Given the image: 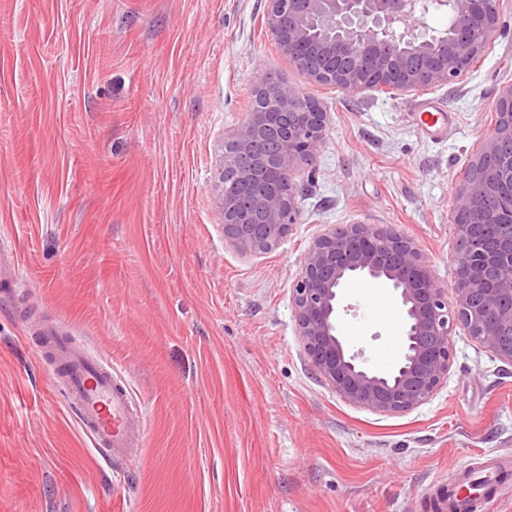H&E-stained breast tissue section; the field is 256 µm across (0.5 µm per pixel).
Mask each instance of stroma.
Masks as SVG:
<instances>
[{"label": "stroma", "instance_id": "obj_1", "mask_svg": "<svg viewBox=\"0 0 512 512\" xmlns=\"http://www.w3.org/2000/svg\"><path fill=\"white\" fill-rule=\"evenodd\" d=\"M265 0H0V512H512V364L454 327L448 380L381 415L316 374L292 289L312 239L391 224L442 286L454 200L512 86V0L481 59L416 93L312 86L263 24ZM310 91L324 144L297 179L300 224L246 254L224 236L217 166L259 72ZM440 128L418 124L424 106ZM339 330L399 361L389 288L358 277ZM92 346L146 426L133 460L97 452L38 332Z\"/></svg>", "mask_w": 512, "mask_h": 512}]
</instances>
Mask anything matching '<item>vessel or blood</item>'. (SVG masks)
I'll return each instance as SVG.
<instances>
[{
	"mask_svg": "<svg viewBox=\"0 0 512 512\" xmlns=\"http://www.w3.org/2000/svg\"><path fill=\"white\" fill-rule=\"evenodd\" d=\"M41 341L61 369L65 388L78 410L80 424L95 449L108 457L130 456L145 431L129 412V395L118 387L112 371L88 347L76 346L44 332Z\"/></svg>",
	"mask_w": 512,
	"mask_h": 512,
	"instance_id": "vessel-or-blood-1",
	"label": "vessel or blood"
}]
</instances>
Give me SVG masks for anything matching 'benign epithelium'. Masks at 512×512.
<instances>
[{"mask_svg": "<svg viewBox=\"0 0 512 512\" xmlns=\"http://www.w3.org/2000/svg\"><path fill=\"white\" fill-rule=\"evenodd\" d=\"M432 9L448 13V28L427 35L419 28ZM264 20L312 85L406 93L454 82L483 54L500 14L491 0H266ZM496 111L455 196L450 288L392 225H335L305 250L293 288L298 335L312 369L345 401L383 415L430 401L448 379L455 325L512 363V87ZM326 126L308 91L258 74L252 110L225 135L219 160L224 235L240 251L265 253L300 223L296 178L316 160ZM356 276L387 284L400 309L404 350L386 373L366 368L339 333L342 290Z\"/></svg>", "mask_w": 512, "mask_h": 512, "instance_id": "benign-epithelium-1", "label": "benign epithelium"}]
</instances>
